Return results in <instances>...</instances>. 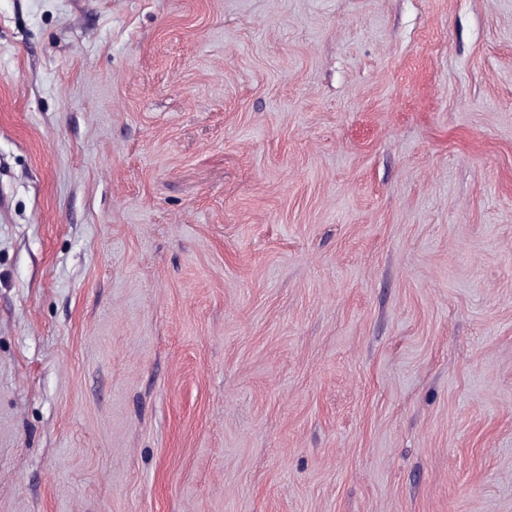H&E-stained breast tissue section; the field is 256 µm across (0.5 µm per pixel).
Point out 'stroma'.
Segmentation results:
<instances>
[{
	"label": "stroma",
	"mask_w": 512,
	"mask_h": 512,
	"mask_svg": "<svg viewBox=\"0 0 512 512\" xmlns=\"http://www.w3.org/2000/svg\"><path fill=\"white\" fill-rule=\"evenodd\" d=\"M0 512H512V0H0Z\"/></svg>",
	"instance_id": "obj_1"
}]
</instances>
